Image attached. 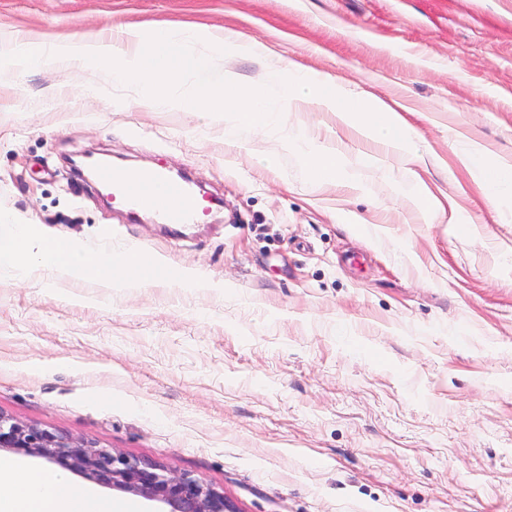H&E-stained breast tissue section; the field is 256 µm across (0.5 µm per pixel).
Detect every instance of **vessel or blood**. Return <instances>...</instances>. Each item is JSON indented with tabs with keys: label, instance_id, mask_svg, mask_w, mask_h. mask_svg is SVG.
Returning <instances> with one entry per match:
<instances>
[{
	"label": "vessel or blood",
	"instance_id": "obj_1",
	"mask_svg": "<svg viewBox=\"0 0 512 512\" xmlns=\"http://www.w3.org/2000/svg\"><path fill=\"white\" fill-rule=\"evenodd\" d=\"M94 178L111 188L113 207L135 215L150 212L158 224L175 230L198 223L223 208V199L197 193L190 181L158 168L96 165Z\"/></svg>",
	"mask_w": 512,
	"mask_h": 512
}]
</instances>
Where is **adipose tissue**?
<instances>
[{"label":"adipose tissue","instance_id":"1","mask_svg":"<svg viewBox=\"0 0 512 512\" xmlns=\"http://www.w3.org/2000/svg\"><path fill=\"white\" fill-rule=\"evenodd\" d=\"M455 151L473 183L493 203L497 223H512V163L492 158L474 141H459ZM72 276H91L107 290L160 285L156 263L145 257L128 262L123 255H94L54 236L33 235L28 225L0 214V270L24 274L30 264ZM0 512H139L132 501L115 500L93 488L71 490L64 472L45 467L25 470L0 456Z\"/></svg>","mask_w":512,"mask_h":512}]
</instances>
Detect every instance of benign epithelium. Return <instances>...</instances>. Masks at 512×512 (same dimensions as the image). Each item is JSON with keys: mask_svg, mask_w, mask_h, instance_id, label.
I'll return each mask as SVG.
<instances>
[{"mask_svg": "<svg viewBox=\"0 0 512 512\" xmlns=\"http://www.w3.org/2000/svg\"><path fill=\"white\" fill-rule=\"evenodd\" d=\"M2 448L44 458L90 482L163 503L170 512H236L223 492L186 474L132 459L113 448H96L0 413Z\"/></svg>", "mask_w": 512, "mask_h": 512, "instance_id": "7a95c632", "label": "benign epithelium"}]
</instances>
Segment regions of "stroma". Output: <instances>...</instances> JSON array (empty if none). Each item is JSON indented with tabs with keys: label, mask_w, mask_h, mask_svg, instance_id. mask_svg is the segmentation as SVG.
I'll use <instances>...</instances> for the list:
<instances>
[{
	"label": "stroma",
	"mask_w": 512,
	"mask_h": 512,
	"mask_svg": "<svg viewBox=\"0 0 512 512\" xmlns=\"http://www.w3.org/2000/svg\"><path fill=\"white\" fill-rule=\"evenodd\" d=\"M158 22L383 98L443 208L326 110L288 121L357 160L356 182L312 181L228 117L136 104L102 70L0 72V210L214 283L104 302L92 278L0 275V414L190 474L237 512H512V223L453 151L459 133L512 159V0H0L6 32ZM88 150L187 171L224 215L178 235L123 220L70 170Z\"/></svg>",
	"instance_id": "stroma-1"
}]
</instances>
